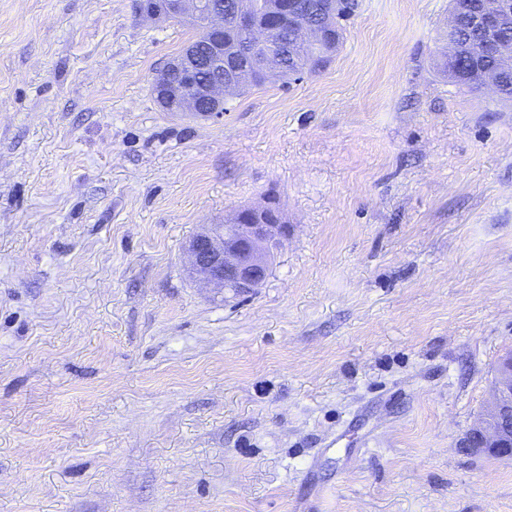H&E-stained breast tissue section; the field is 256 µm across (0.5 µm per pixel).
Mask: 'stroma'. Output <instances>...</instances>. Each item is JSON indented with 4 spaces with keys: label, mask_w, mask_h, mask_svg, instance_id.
<instances>
[{
    "label": "stroma",
    "mask_w": 512,
    "mask_h": 512,
    "mask_svg": "<svg viewBox=\"0 0 512 512\" xmlns=\"http://www.w3.org/2000/svg\"><path fill=\"white\" fill-rule=\"evenodd\" d=\"M322 72L165 112L196 36L0 0V512H512L457 448L512 351V103L433 66L449 0H359ZM276 196L253 294L201 225ZM192 44L181 54L170 58L155 74L153 87L157 102L166 112L172 108L174 112H198L222 118L226 112L225 78L212 83L197 82L195 75L199 60ZM189 87H192L191 93L188 92Z\"/></svg>",
    "instance_id": "35a3bbf8"
}]
</instances>
